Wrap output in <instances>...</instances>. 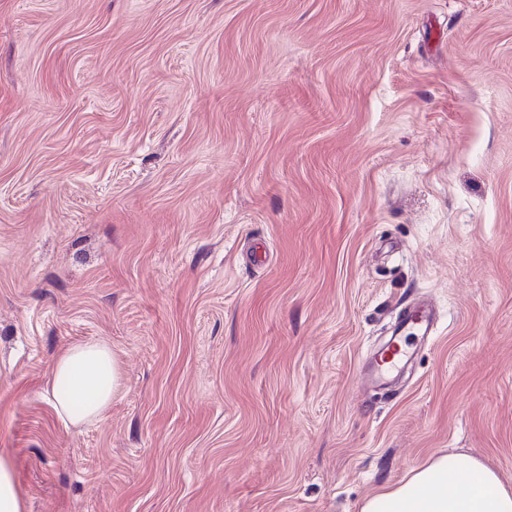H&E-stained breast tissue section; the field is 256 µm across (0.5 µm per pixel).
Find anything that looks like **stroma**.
<instances>
[{
    "mask_svg": "<svg viewBox=\"0 0 512 512\" xmlns=\"http://www.w3.org/2000/svg\"><path fill=\"white\" fill-rule=\"evenodd\" d=\"M99 338L122 387L65 429L53 363ZM448 452L512 487V0H0L28 512H360ZM395 331L387 343H391L388 347L389 352H391V358L385 364L380 363V358L383 360L385 353L379 357V360L376 359L374 365V370L379 376H383L393 369H395L407 356L406 355V337L405 334L407 330L415 329L421 333L422 336L429 334L432 331V326L430 325L428 316L426 312L417 307H408L406 308L397 324L395 325ZM395 344L398 348L395 347Z\"/></svg>",
    "mask_w": 512,
    "mask_h": 512,
    "instance_id": "1",
    "label": "stroma"
}]
</instances>
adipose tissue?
<instances>
[{"label":"adipose tissue","mask_w":512,"mask_h":512,"mask_svg":"<svg viewBox=\"0 0 512 512\" xmlns=\"http://www.w3.org/2000/svg\"><path fill=\"white\" fill-rule=\"evenodd\" d=\"M120 380V366L107 341L81 342L56 359L46 398L68 429L101 419ZM361 512H512V488L474 458L441 454L403 483L370 496Z\"/></svg>","instance_id":"1"}]
</instances>
